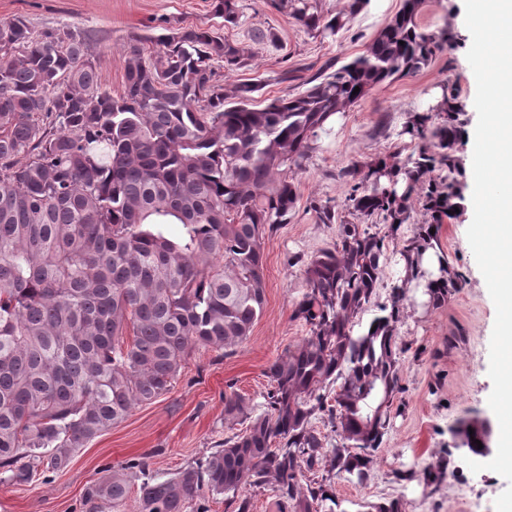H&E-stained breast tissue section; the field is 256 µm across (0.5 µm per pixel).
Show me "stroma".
<instances>
[{"mask_svg": "<svg viewBox=\"0 0 512 512\" xmlns=\"http://www.w3.org/2000/svg\"><path fill=\"white\" fill-rule=\"evenodd\" d=\"M214 0H0V19L24 16L34 32L67 26L89 46L105 87L119 94L124 85L123 50L129 38L159 34L162 28L202 26L245 49L247 67L215 70L224 86L261 81L267 98L292 96L309 78L338 68L362 54L400 7L401 0H370L335 37L322 39L266 0H239V19L225 25L213 10ZM422 26L447 27L453 47L437 53L419 72L387 81L348 112L337 115L321 133L298 171L300 200L288 223L264 239L266 306L251 336L233 354L199 349L188 358L172 390L150 404L135 407L122 423L75 454L70 465L50 477L36 476L27 485L0 482V512H133L136 493L125 505L86 501V489L119 468L128 458L149 454L152 474L168 477L223 442L224 395L236 392L260 403L268 387L267 364L308 334L293 319L307 288L303 263L336 241V227L320 223L315 205L342 206L347 187L343 167L393 151L413 149L401 129L410 113L425 112L440 94H457L469 103L464 158L473 155L478 116L472 103L476 80L466 54L472 37L465 25L463 0H426ZM274 38L255 41V30ZM469 216L441 224L438 237L451 266L463 277L449 302L437 304L418 283H410L400 303L398 333L407 350L401 357L402 391L388 413L377 462L363 483L345 476L332 479L343 501L401 500L405 512H495V499L507 488L499 474L472 472L459 453L448 450V428L466 411L489 414L492 382L489 346L496 310L467 240ZM416 233L403 225L388 245V261L375 301L390 304L392 288L404 277L401 250ZM458 337L449 347V337ZM458 469L455 480L433 484L419 478L425 465Z\"/></svg>", "mask_w": 512, "mask_h": 512, "instance_id": "stroma-1", "label": "stroma"}]
</instances>
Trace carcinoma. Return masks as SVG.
<instances>
[{"label":"carcinoma","mask_w":512,"mask_h":512,"mask_svg":"<svg viewBox=\"0 0 512 512\" xmlns=\"http://www.w3.org/2000/svg\"><path fill=\"white\" fill-rule=\"evenodd\" d=\"M239 0H216L228 24ZM369 0L331 14L318 0H268L308 31L332 38ZM425 0H402L363 54L304 92L253 104L263 85L224 87L212 61L248 65L244 49L210 28L182 27L124 48V89L102 84L84 39L64 28L32 31L0 19V474L14 485L38 468L65 469L75 452L167 394L191 352L227 355L266 305L263 240L288 223L318 132L372 89L414 74L450 45L448 30L420 26ZM358 93H353L355 88ZM467 103L443 95L401 134L414 150L340 172L346 215L316 207L336 243L304 264L307 289L293 318L309 335L266 368L263 412L224 395L232 434L177 473L149 474L128 459L87 489L117 507L139 481L136 512H208L219 495L250 512L248 485L269 489L280 512H346L331 478L368 479L400 392L399 301L361 330L387 263L388 242L464 208ZM383 227L370 231L369 223ZM321 421L336 436L314 426ZM486 417L467 412L455 438L478 455ZM245 425L240 431L235 426ZM474 432H469V429ZM356 512H402L400 500L363 501Z\"/></svg>","instance_id":"carcinoma-1"}]
</instances>
